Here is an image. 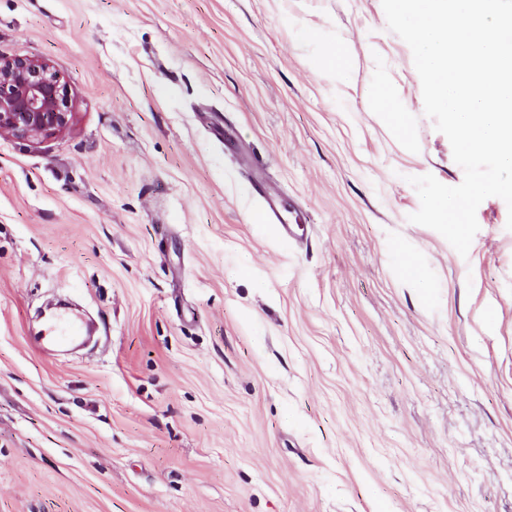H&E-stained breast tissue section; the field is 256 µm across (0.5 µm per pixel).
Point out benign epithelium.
Masks as SVG:
<instances>
[{
  "label": "benign epithelium",
  "instance_id": "7a95c632",
  "mask_svg": "<svg viewBox=\"0 0 512 512\" xmlns=\"http://www.w3.org/2000/svg\"><path fill=\"white\" fill-rule=\"evenodd\" d=\"M72 119L67 81L49 61L0 58V135L54 138Z\"/></svg>",
  "mask_w": 512,
  "mask_h": 512
}]
</instances>
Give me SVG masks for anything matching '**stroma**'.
<instances>
[{
  "label": "stroma",
  "instance_id": "obj_1",
  "mask_svg": "<svg viewBox=\"0 0 512 512\" xmlns=\"http://www.w3.org/2000/svg\"><path fill=\"white\" fill-rule=\"evenodd\" d=\"M17 56L73 120L0 136V512H512L511 212L410 222L464 172L381 0H0ZM81 319L70 312H59L47 321L44 333L34 336V344L41 350H49L51 346H59L76 341L82 336Z\"/></svg>",
  "mask_w": 512,
  "mask_h": 512
}]
</instances>
